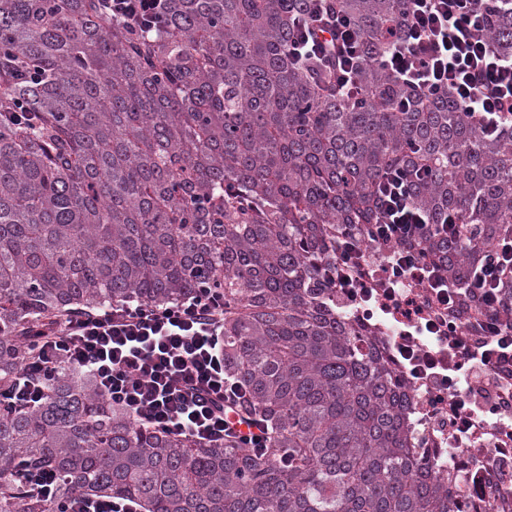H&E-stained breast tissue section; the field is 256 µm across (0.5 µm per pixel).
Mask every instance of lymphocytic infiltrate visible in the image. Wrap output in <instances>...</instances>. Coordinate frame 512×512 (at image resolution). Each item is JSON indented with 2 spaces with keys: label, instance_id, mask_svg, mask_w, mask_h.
Here are the masks:
<instances>
[{
  "label": "lymphocytic infiltrate",
  "instance_id": "1",
  "mask_svg": "<svg viewBox=\"0 0 512 512\" xmlns=\"http://www.w3.org/2000/svg\"><path fill=\"white\" fill-rule=\"evenodd\" d=\"M316 2L294 18L288 54L299 65L316 60L335 93H351L364 37L348 16L328 9L325 0ZM408 2V22L380 59L384 70L416 96L452 94L484 134L511 128L512 55L486 35L484 0ZM166 3L97 0L106 17L145 31L164 24ZM380 199L382 221L371 226L369 237L392 247L395 281L426 275L412 243L428 218L410 205L403 172L384 176ZM508 273L511 230L498 236L466 290L433 282L448 307V331L433 342L447 351L448 361H424L421 371L448 392V431L456 447L470 444L478 427L494 433L487 442L494 460L476 470L475 482L512 490V328L500 317V282ZM63 362L92 375L106 401L144 425L204 443L231 438L246 448L267 444L266 424L249 412L242 383L224 369V296L208 286L162 307L127 302L61 319L43 332L36 357L12 390V405H39Z\"/></svg>",
  "mask_w": 512,
  "mask_h": 512
}]
</instances>
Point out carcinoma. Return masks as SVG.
I'll return each instance as SVG.
<instances>
[{"mask_svg":"<svg viewBox=\"0 0 512 512\" xmlns=\"http://www.w3.org/2000/svg\"><path fill=\"white\" fill-rule=\"evenodd\" d=\"M308 0H168L143 32L95 0H0V512H54L15 468L47 462L59 499L142 512H466L469 478L411 444L402 385L336 318V245L380 218L391 170L424 171L415 243L455 288L512 228V130L486 136L450 95L415 100L381 66L406 0H332L365 39L357 101L293 64ZM512 53V0L487 5ZM31 120L15 124L18 105ZM224 293V363L265 448L148 429L60 369L40 406L4 399L38 332L127 300ZM63 512H141L138 504L118 498L76 496L63 502Z\"/></svg>","mask_w":512,"mask_h":512,"instance_id":"obj_1","label":"carcinoma"}]
</instances>
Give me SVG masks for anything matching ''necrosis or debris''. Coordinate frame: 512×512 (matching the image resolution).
<instances>
[{
    "instance_id": "necrosis-or-debris-1",
    "label": "necrosis or debris",
    "mask_w": 512,
    "mask_h": 512,
    "mask_svg": "<svg viewBox=\"0 0 512 512\" xmlns=\"http://www.w3.org/2000/svg\"><path fill=\"white\" fill-rule=\"evenodd\" d=\"M390 254L389 246L360 242L355 265L336 273V313L357 324L373 340L403 382L413 412L416 445L437 461L440 471H447L452 458L459 462L486 459L487 452L481 447L449 449L448 393L435 389L414 362L403 357L407 349L437 360L443 359L444 354L435 349L431 339L406 336L408 326H425L437 305L427 283L415 279L404 281L400 296L391 295Z\"/></svg>"
}]
</instances>
